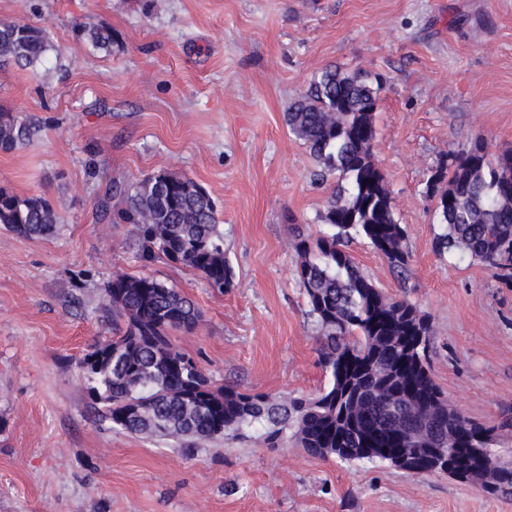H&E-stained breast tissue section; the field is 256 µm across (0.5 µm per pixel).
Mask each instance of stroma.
Listing matches in <instances>:
<instances>
[{"mask_svg":"<svg viewBox=\"0 0 512 512\" xmlns=\"http://www.w3.org/2000/svg\"><path fill=\"white\" fill-rule=\"evenodd\" d=\"M46 28L35 66L0 65V108L39 127L0 153V187L36 193L58 233L0 227V512H512V497L380 462L308 455L263 430L190 450L112 431L80 384L111 335L114 274L148 275L201 313L173 334L216 384L314 395L329 383L295 277L294 230L316 234L336 175L284 115L328 66L379 75L374 158L405 230V266L349 249L387 296L430 322V373L449 402L502 435L512 459V286L435 247L425 184L448 152L512 150V0H0V24ZM106 29L101 50L78 29ZM187 175L215 200L232 288L167 259L136 260L131 225L102 216L111 183Z\"/></svg>","mask_w":512,"mask_h":512,"instance_id":"obj_1","label":"stroma"}]
</instances>
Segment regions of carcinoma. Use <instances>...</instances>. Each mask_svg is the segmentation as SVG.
Instances as JSON below:
<instances>
[{
  "label": "carcinoma",
  "instance_id": "1",
  "mask_svg": "<svg viewBox=\"0 0 512 512\" xmlns=\"http://www.w3.org/2000/svg\"><path fill=\"white\" fill-rule=\"evenodd\" d=\"M86 37L97 49L112 43L106 30ZM48 50L43 28L0 27V62L29 67ZM378 89L359 69L330 66L285 115L290 133L319 168L316 176L339 175L326 229L300 232L295 242V275L319 328L328 387L314 397H288L215 385L172 339L173 332L192 331L201 321L194 303L153 277L116 274L101 303L112 335L96 341L81 361L84 387L101 421L127 435L181 441L188 448L260 426L272 447L289 435L307 454L324 459L388 463L398 455L417 466L414 475L429 474L423 462L439 457L455 480L512 495V467L492 462L497 435L461 414L431 377L425 317L375 288L348 249L358 236L390 264L406 262L404 229L372 154ZM37 132L26 119L0 112V152L30 142ZM509 173L512 151L492 159L477 139L448 153L425 186L442 225L438 250L468 254L506 285H512ZM112 195L124 201L112 223L134 227L142 263L165 258L219 291L233 286L217 207L201 184L164 172L116 184ZM60 223L45 198L0 188L6 230L51 237Z\"/></svg>",
  "mask_w": 512,
  "mask_h": 512
}]
</instances>
